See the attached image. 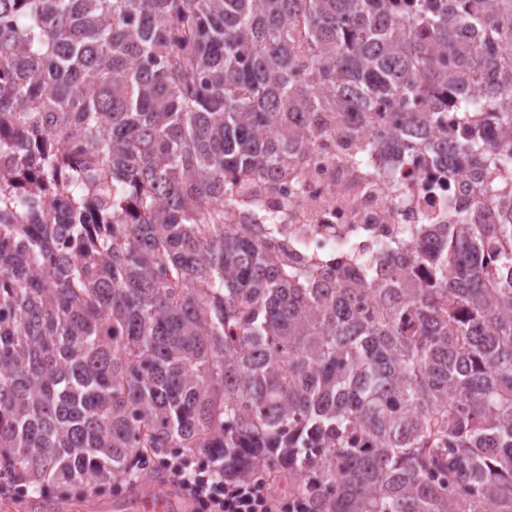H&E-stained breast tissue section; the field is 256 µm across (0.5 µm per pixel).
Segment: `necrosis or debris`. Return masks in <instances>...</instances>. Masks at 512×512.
Wrapping results in <instances>:
<instances>
[{"mask_svg":"<svg viewBox=\"0 0 512 512\" xmlns=\"http://www.w3.org/2000/svg\"><path fill=\"white\" fill-rule=\"evenodd\" d=\"M369 141L340 122L317 138L293 177L254 178L260 214L288 227L278 246L304 239V256L315 264L351 251L374 256L385 243L406 239L411 225L453 223L449 201L470 202L472 184L425 153L389 178V156L368 151Z\"/></svg>","mask_w":512,"mask_h":512,"instance_id":"4bbe7bcc","label":"necrosis or debris"}]
</instances>
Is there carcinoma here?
Returning a JSON list of instances; mask_svg holds the SVG:
<instances>
[{
	"label": "carcinoma",
	"instance_id": "cac0c4a2",
	"mask_svg": "<svg viewBox=\"0 0 512 512\" xmlns=\"http://www.w3.org/2000/svg\"><path fill=\"white\" fill-rule=\"evenodd\" d=\"M337 116L512 176V0H0V474L65 503L175 450L309 512H512L494 183L377 288L245 217Z\"/></svg>",
	"mask_w": 512,
	"mask_h": 512
}]
</instances>
